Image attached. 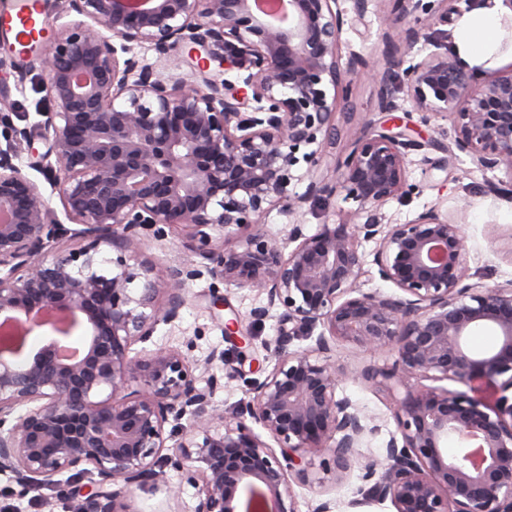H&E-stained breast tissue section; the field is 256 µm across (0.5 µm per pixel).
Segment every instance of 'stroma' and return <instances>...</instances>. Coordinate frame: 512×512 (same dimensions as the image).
Wrapping results in <instances>:
<instances>
[{"mask_svg":"<svg viewBox=\"0 0 512 512\" xmlns=\"http://www.w3.org/2000/svg\"><path fill=\"white\" fill-rule=\"evenodd\" d=\"M29 72L23 81L8 77L7 101L12 111L33 124L44 106L43 84L45 73L38 59L27 62ZM440 152L426 150L410 156L411 183L420 186V193L402 200L390 202L384 209L385 221L389 224H402L413 219L426 206L442 202L449 210L465 208L464 231L467 236V266L471 282L492 286L512 279V196L493 194L491 188L504 180V170H484L473 164L468 157H460L448 168H438ZM186 234L178 228L170 229L164 241H148L136 246L140 260L150 262L157 272H165L175 262H189L193 253L186 248ZM209 276H202L190 285L197 300L181 312L175 325L159 326L153 340L160 345L177 348H191L197 358H205L212 349L223 350L227 362L240 367L242 377L225 382L223 389L214 396V403L225 414H232L245 397V382L254 378L255 363L264 362L265 342L276 336L277 319L268 317L255 323L250 311L261 302L256 293L246 289L230 288L226 296L229 309L212 315L208 310ZM237 319L243 330L251 332L254 341L246 354L237 349L224 335V323ZM345 392L351 399L363 406L376 417L381 427L373 446H380L387 439L395 423L389 402L385 395L360 383L348 384ZM0 512H67L66 503L59 493L52 490L22 492L8 474L0 473Z\"/></svg>","mask_w":512,"mask_h":512,"instance_id":"obj_1","label":"stroma"}]
</instances>
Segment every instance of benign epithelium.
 I'll return each mask as SVG.
<instances>
[{
  "label": "benign epithelium",
  "instance_id": "1",
  "mask_svg": "<svg viewBox=\"0 0 512 512\" xmlns=\"http://www.w3.org/2000/svg\"><path fill=\"white\" fill-rule=\"evenodd\" d=\"M373 1L390 5L391 49L372 63L351 50L343 64L345 28L366 25ZM64 2L75 19L31 50L46 71L40 120L19 127L0 107V473L25 492L61 489L69 512H133L132 489L168 468L197 489L194 512H298L293 484L307 483L306 453L322 448L334 484L356 463L375 479L349 509L512 512V279L468 282L463 217L438 204L383 223L386 205L418 190L414 152L512 175V63L473 69L448 54L434 34L456 0H352L350 13L340 0ZM422 38L434 51L418 60ZM141 49L195 79L164 76ZM213 64L246 75L218 80ZM399 75L420 122L450 120L453 140L362 118L323 173L355 83L371 81L388 114ZM336 197L357 204L356 221L307 231L306 207ZM274 210L294 218L284 240L266 228ZM172 227L198 260L160 276L129 248ZM368 264L391 291L361 288ZM205 274L210 310L225 307L222 285L266 300L255 322L277 312L273 368L230 417L209 372L224 353L201 363L135 349L180 319ZM483 329L498 343L474 355L466 339ZM76 330L78 356H60ZM224 335L252 346L235 319ZM295 340L310 344L289 349ZM340 343L393 361L348 371L333 360ZM350 380L393 401L395 430L369 459L379 426L343 393Z\"/></svg>",
  "mask_w": 512,
  "mask_h": 512
}]
</instances>
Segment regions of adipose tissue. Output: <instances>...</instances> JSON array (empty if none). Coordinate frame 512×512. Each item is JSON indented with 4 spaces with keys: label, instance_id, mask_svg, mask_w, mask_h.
Instances as JSON below:
<instances>
[{
    "label": "adipose tissue",
    "instance_id": "adipose-tissue-1",
    "mask_svg": "<svg viewBox=\"0 0 512 512\" xmlns=\"http://www.w3.org/2000/svg\"><path fill=\"white\" fill-rule=\"evenodd\" d=\"M452 49L468 65L484 69L512 57V9L503 0H477L458 22Z\"/></svg>",
    "mask_w": 512,
    "mask_h": 512
}]
</instances>
